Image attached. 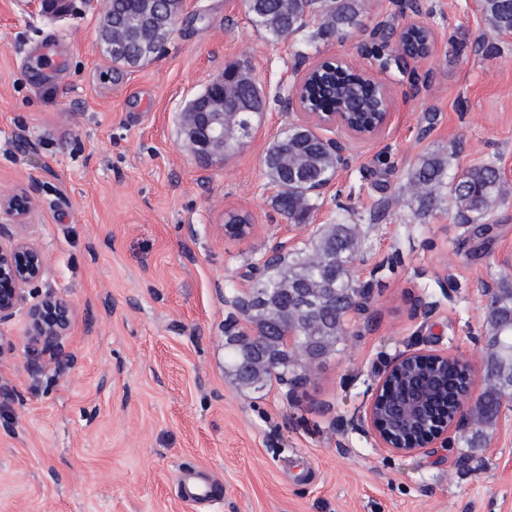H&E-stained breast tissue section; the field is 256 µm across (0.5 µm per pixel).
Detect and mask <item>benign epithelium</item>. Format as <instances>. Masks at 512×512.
Returning <instances> with one entry per match:
<instances>
[{"label": "benign epithelium", "instance_id": "1", "mask_svg": "<svg viewBox=\"0 0 512 512\" xmlns=\"http://www.w3.org/2000/svg\"><path fill=\"white\" fill-rule=\"evenodd\" d=\"M317 65H301L290 83L288 106L297 110L302 121L333 135L325 138L335 152L339 168L349 166L352 160L351 141L370 140L386 130L392 120L388 86L377 82L384 98L383 121L373 130H359L347 122V113L324 110L309 111L301 97L303 86L311 79ZM199 98H193L185 113L186 143L193 152L206 159L224 156V129L215 128L207 120V113L195 111ZM37 208V199L24 188L0 193V323L21 314L29 326L30 350L48 352L60 359L62 342L71 327V307L67 300L47 293L36 301L29 300V287L45 274V252L20 233H8L6 226L28 223ZM373 300L371 282L363 284L359 301L348 310L350 315H361ZM453 366L464 377L467 386L453 397L454 416L448 420L433 409L430 399L433 379L440 369ZM475 365L469 355L456 352H436L412 345L388 359L378 374L375 387L362 409L354 414L348 425L356 430H367L379 448L396 454H410L425 448L446 447L452 435L464 430L468 416L475 408Z\"/></svg>", "mask_w": 512, "mask_h": 512}]
</instances>
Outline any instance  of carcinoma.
<instances>
[{"label": "carcinoma", "mask_w": 512, "mask_h": 512, "mask_svg": "<svg viewBox=\"0 0 512 512\" xmlns=\"http://www.w3.org/2000/svg\"><path fill=\"white\" fill-rule=\"evenodd\" d=\"M262 12L254 22L268 40L280 41L297 35L310 20H319L321 35H347L359 24L366 0H261ZM109 11L102 27L112 26V41L125 40L122 55L112 62L136 66L148 59L142 52L137 31H151L157 47L167 42L181 4L171 0L163 11H154L149 0H108ZM487 30L482 33L485 51L494 54V40L512 33V0H478ZM431 31L416 25L400 36L404 48L424 51ZM224 86L213 95L224 96V136L232 151L240 138L250 134L246 121L261 117L256 109L265 106L260 85L246 65L225 67ZM325 87L311 91L314 105L336 112H350L358 122L375 116L373 92L359 76L341 64L324 73ZM267 174L278 192L273 207L289 220L303 224L318 208L315 185L337 173L336 156L311 129L294 124L278 135L264 157ZM449 162L438 155H424L414 168L409 188L421 209L432 208L442 192H448L455 211L474 223L491 215L508 194L499 168L489 162L448 179ZM356 239L350 224H327L309 245L288 253L265 266V273L250 288L264 301L247 307L238 295L231 301L238 317L224 324L226 374L238 387L260 391L272 379L288 386L306 380L305 371L335 354L347 335L346 312L360 298L354 275L350 244ZM303 290L304 308L295 305L293 295ZM489 340L483 390L470 414L475 425L493 423L503 400L512 397V280H500L485 308ZM246 328L238 327L239 321ZM295 334L294 347L283 342L286 332ZM277 360L271 367L270 360Z\"/></svg>", "instance_id": "1"}]
</instances>
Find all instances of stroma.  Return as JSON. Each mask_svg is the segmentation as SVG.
Masks as SVG:
<instances>
[{"instance_id": "stroma-1", "label": "stroma", "mask_w": 512, "mask_h": 512, "mask_svg": "<svg viewBox=\"0 0 512 512\" xmlns=\"http://www.w3.org/2000/svg\"><path fill=\"white\" fill-rule=\"evenodd\" d=\"M0 0V192L31 189L21 232L47 255L39 285L73 320L60 367L31 364L23 317L0 324V512H195L180 474L215 483L205 512H512V399L485 441L396 455L346 422L375 372L408 345L486 360L482 282L512 278V199L491 233L459 223L449 201L424 212L404 193L421 156L450 172L496 163L512 182V35L497 56L478 42L477 0H420L431 56L406 73L376 69L372 33L397 38L405 0H370L346 37L310 21L273 43L242 0H186L164 51L141 66L100 47L102 0ZM369 67L388 84L393 118L351 146L307 223L277 213L269 144L299 120L287 106L299 62ZM247 63L266 102L249 137L219 160L184 141L181 112L224 67ZM252 234H224L228 213ZM353 224L375 298L336 355L296 395L238 389L225 374L230 301L276 243L307 244L321 225ZM390 265H383V258ZM436 302L411 317L417 296Z\"/></svg>"}]
</instances>
